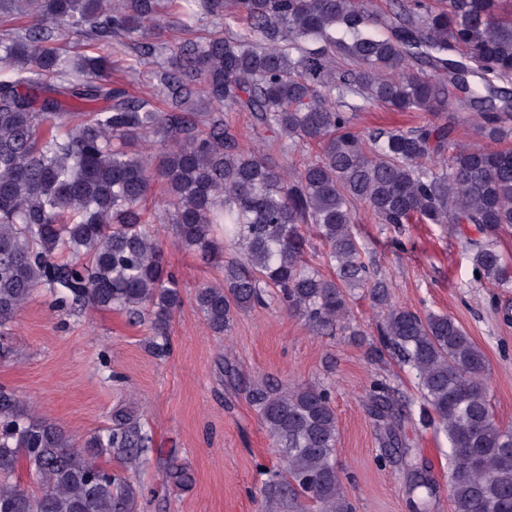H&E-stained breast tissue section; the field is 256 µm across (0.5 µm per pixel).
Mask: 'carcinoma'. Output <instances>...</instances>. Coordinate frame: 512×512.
Segmentation results:
<instances>
[{
    "instance_id": "obj_1",
    "label": "carcinoma",
    "mask_w": 512,
    "mask_h": 512,
    "mask_svg": "<svg viewBox=\"0 0 512 512\" xmlns=\"http://www.w3.org/2000/svg\"><path fill=\"white\" fill-rule=\"evenodd\" d=\"M191 31L204 14L223 28L177 47L156 71L166 108L128 97L112 72L155 63L157 48L131 39L163 23L161 0H0V24H27L0 43V336L34 294L53 307L116 309L150 324L151 347L169 351L182 303L157 225L212 264L224 246L240 259L224 281L197 288L195 304L216 336L234 316L266 301L268 289L319 332L337 325L360 344L350 318L354 290L381 310L379 345L414 374L422 424L448 440L451 512H512V428L496 418L487 360L452 316L390 301L353 232L361 201L381 224L512 226V0H166ZM79 26L88 44L68 53L57 37ZM342 30L345 38L335 37ZM350 67L336 69V56ZM203 97L208 112H193ZM394 112H438L411 129L358 130L370 104ZM499 148L463 146L452 134L463 113ZM248 112L274 134L282 155L320 147L283 168L249 148L224 121ZM163 186L162 206L149 200ZM324 245L325 274L311 266L304 228ZM475 269L512 282L494 244ZM246 399L282 449L269 472L262 512H353L336 466L339 426L330 387L263 378ZM366 412L383 447L398 449L413 512H429L436 487L404 437L411 409L385 382L370 384ZM140 418L120 406L84 444L0 386V512H131L137 491L99 465L101 454L136 460L152 450ZM24 465L29 484L13 480Z\"/></svg>"
}]
</instances>
